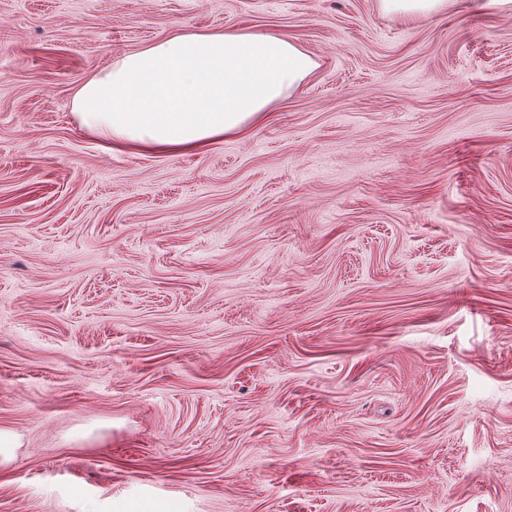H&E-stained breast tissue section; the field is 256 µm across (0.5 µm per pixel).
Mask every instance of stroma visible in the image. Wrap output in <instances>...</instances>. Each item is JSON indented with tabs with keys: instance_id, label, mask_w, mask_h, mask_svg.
<instances>
[{
	"instance_id": "1",
	"label": "stroma",
	"mask_w": 512,
	"mask_h": 512,
	"mask_svg": "<svg viewBox=\"0 0 512 512\" xmlns=\"http://www.w3.org/2000/svg\"><path fill=\"white\" fill-rule=\"evenodd\" d=\"M318 69L205 154L78 85L175 31ZM0 512H512V11L0 0Z\"/></svg>"
}]
</instances>
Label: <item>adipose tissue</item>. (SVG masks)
<instances>
[{"label":"adipose tissue","instance_id":"obj_1","mask_svg":"<svg viewBox=\"0 0 512 512\" xmlns=\"http://www.w3.org/2000/svg\"><path fill=\"white\" fill-rule=\"evenodd\" d=\"M318 66L276 34L176 31L87 79L73 110L108 149L202 154L263 120Z\"/></svg>","mask_w":512,"mask_h":512}]
</instances>
